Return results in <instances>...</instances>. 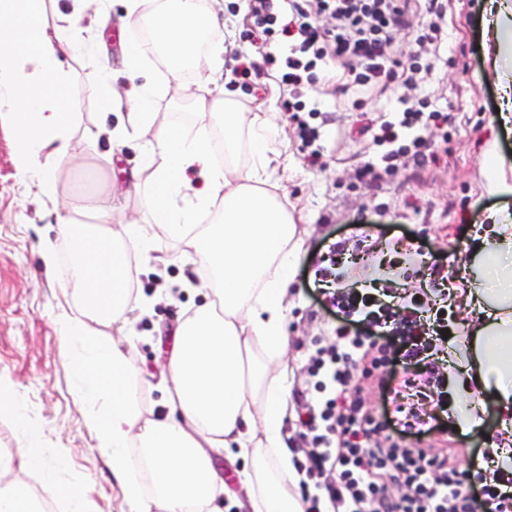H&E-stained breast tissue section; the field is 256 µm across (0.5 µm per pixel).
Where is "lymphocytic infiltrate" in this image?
<instances>
[{
  "instance_id": "obj_1",
  "label": "lymphocytic infiltrate",
  "mask_w": 512,
  "mask_h": 512,
  "mask_svg": "<svg viewBox=\"0 0 512 512\" xmlns=\"http://www.w3.org/2000/svg\"><path fill=\"white\" fill-rule=\"evenodd\" d=\"M436 0H288V17L279 19L273 0H249L251 19L263 43L288 40V53L270 52L266 61L280 70L281 81L297 89L314 82L325 60L339 62L353 74V90L364 97L384 94L391 83L407 89L421 85L429 70H400V34L416 32L419 51L440 48L447 25L435 13ZM331 18V27L317 19ZM398 118L380 124L359 120L356 131L373 143L389 145L382 166L364 164L356 178L377 186L391 172L418 161L429 126L446 123V113L429 109L425 100L399 97ZM414 133L411 145L400 144L402 130ZM351 256L347 240L332 243L328 266L315 273L316 283L330 285L327 301L337 323L329 335L314 337L305 370L316 397L297 415L299 427L311 436L310 448L292 464L300 483L304 512H512V456L498 449L483 451L492 472H477L463 482L452 449L421 444L433 416L420 397L433 394L437 407L448 404L447 375L434 360L445 342L448 319L437 311L424 322V302L411 296L396 305L386 280L344 283L342 268ZM406 371V394L392 410H372L373 389L386 385L385 372L396 363ZM402 495L389 494L391 483Z\"/></svg>"
}]
</instances>
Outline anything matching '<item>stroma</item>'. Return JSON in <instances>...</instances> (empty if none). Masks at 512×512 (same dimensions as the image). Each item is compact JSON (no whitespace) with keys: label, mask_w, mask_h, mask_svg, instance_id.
<instances>
[{"label":"stroma","mask_w":512,"mask_h":512,"mask_svg":"<svg viewBox=\"0 0 512 512\" xmlns=\"http://www.w3.org/2000/svg\"><path fill=\"white\" fill-rule=\"evenodd\" d=\"M443 3L447 46L423 90L433 108L448 114L447 127L430 131L442 164H412L393 173L383 187L367 188L357 182L354 169L364 162L378 163L384 149L370 139L348 135L356 115L344 105L336 67H328V79L313 92L324 108L312 122L321 128L319 145L327 164L312 167L297 148L285 110L289 89L248 39L247 0H205L206 8L224 10V67L233 73V88L250 104H270L281 132V164L270 190L287 199L303 239L287 320L296 369L293 388L305 382L301 368L311 339L327 334L335 320L324 296L314 289L316 266L331 243L354 235L363 225L372 238L388 246L386 263L396 274V289L431 286L424 270L404 264L394 250L398 242L422 247L427 266L467 288L479 277L480 249L494 232L489 215L504 207L512 210V194L491 189L482 170L485 152L494 150L504 158L503 178L512 185V126L503 127L496 117L500 91L492 65L497 54L512 52V46L498 43L486 27L481 0ZM242 48L253 62L245 78L234 72L235 52ZM58 56L70 74L67 94L76 107L74 138H92L101 123L116 122L90 93L99 78V59L75 54L64 42ZM108 148V142H101L98 154L87 157L83 168H60L57 200L84 197L87 223L95 209L109 204L117 214L152 221L146 205L150 178L132 177L139 151L126 147L107 161L103 154ZM36 192L35 181L17 169L14 115L0 112V383L13 396L10 411L0 413V455L13 459L0 482L26 488L42 512H67L65 494L74 489L86 492L92 512H128L92 426L102 406L78 396V367L64 353L59 321L74 315L77 303L65 286L68 260L58 257L50 270L42 263L40 248L54 234V215L51 205L36 204ZM159 248L170 257L167 265L131 268L133 310L126 356L136 373L152 376L150 384L135 393L137 407L146 416L162 409L165 394L156 373L179 320L204 301L196 287L202 270L184 254L182 245L163 238ZM461 404L458 387L449 385L448 410L437 414L427 439L455 448L461 471L468 472L480 461L483 449L496 446L499 433L491 412L481 426L462 431L455 419ZM23 423L41 429L36 448L54 464L53 478L28 468L19 429Z\"/></svg>","instance_id":"obj_1"}]
</instances>
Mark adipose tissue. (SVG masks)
Wrapping results in <instances>:
<instances>
[{
  "instance_id": "obj_1",
  "label": "adipose tissue",
  "mask_w": 512,
  "mask_h": 512,
  "mask_svg": "<svg viewBox=\"0 0 512 512\" xmlns=\"http://www.w3.org/2000/svg\"><path fill=\"white\" fill-rule=\"evenodd\" d=\"M141 5L130 0L124 30L133 38L151 26L154 41L148 54L129 51L122 65L134 70L146 55L163 57L164 81L121 85L104 74L92 92L120 114L109 133L113 144L154 133L141 168L153 181L148 203L155 221L118 222L111 208L102 207L86 224L83 198L56 206V236L75 246L68 285L79 307L59 326L64 351L79 364V392L109 407L106 418L92 424L132 512H219L225 483L212 453L234 445L251 451V467L240 473L243 508L299 512L298 477L283 427L290 411L286 319L302 238L287 201L265 189L281 157L274 115L260 105L248 107L228 90L218 13L203 10L200 0H157L150 14ZM106 8V0H73L62 15L65 30L51 31L42 0H0V111L14 113L19 166L47 199L56 195L60 165H79L97 150L96 141L73 142L72 114L60 101L69 74L58 64L57 43L64 34L80 38L84 19L105 17ZM204 36L211 66L186 82L183 71ZM163 97L192 102L199 121L156 126L155 106ZM215 126L224 129L220 164L211 144ZM244 145L251 157L245 166L238 161ZM191 169L200 171L202 188L188 178ZM216 209L220 219L204 224ZM490 220L495 234L483 250V280L461 294L475 318L463 325L464 346L448 376L465 397L459 421L479 424L495 406L502 445L511 448L512 215L495 213ZM163 236L184 243L209 270L203 282L208 300L179 323L162 363L166 413L145 418L133 401L120 341H96L91 324L127 323V248L147 258Z\"/></svg>"
}]
</instances>
